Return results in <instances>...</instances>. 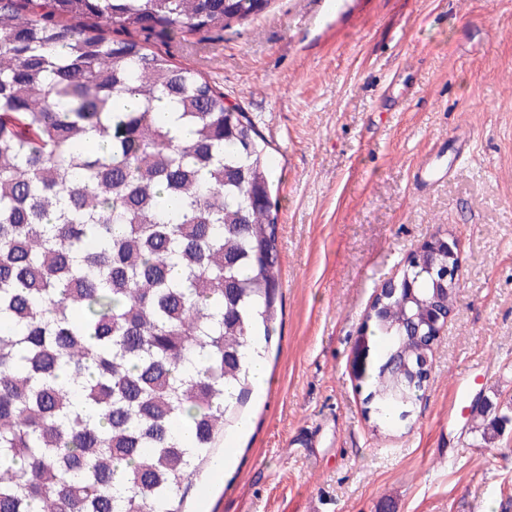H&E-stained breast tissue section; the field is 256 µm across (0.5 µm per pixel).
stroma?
<instances>
[{
	"instance_id": "35a3bbf8",
	"label": "stroma",
	"mask_w": 512,
	"mask_h": 512,
	"mask_svg": "<svg viewBox=\"0 0 512 512\" xmlns=\"http://www.w3.org/2000/svg\"><path fill=\"white\" fill-rule=\"evenodd\" d=\"M173 54L272 146L283 295L267 386L187 512H512V0H272ZM438 231L458 247L455 313L422 398L380 434L366 312ZM462 378L503 417L495 439L454 406Z\"/></svg>"
}]
</instances>
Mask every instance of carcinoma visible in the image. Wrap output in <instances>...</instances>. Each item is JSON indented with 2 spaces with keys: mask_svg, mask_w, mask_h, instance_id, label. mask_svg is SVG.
I'll use <instances>...</instances> for the list:
<instances>
[{
  "mask_svg": "<svg viewBox=\"0 0 512 512\" xmlns=\"http://www.w3.org/2000/svg\"><path fill=\"white\" fill-rule=\"evenodd\" d=\"M270 2L0 0V512H183L238 418L277 314L270 144L167 46ZM402 275L414 299L362 329L376 432L418 399L448 308L428 265Z\"/></svg>",
  "mask_w": 512,
  "mask_h": 512,
  "instance_id": "cac0c4a2",
  "label": "carcinoma"
}]
</instances>
